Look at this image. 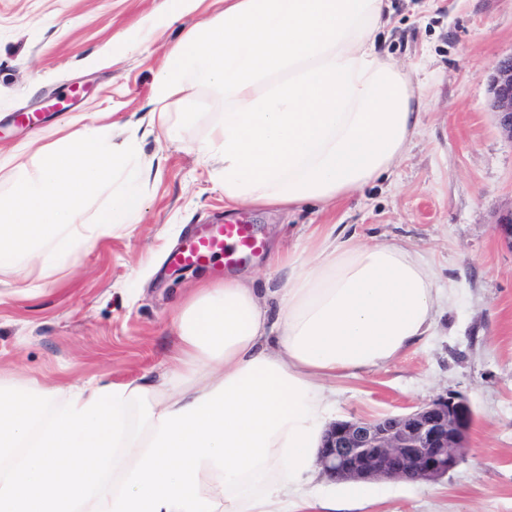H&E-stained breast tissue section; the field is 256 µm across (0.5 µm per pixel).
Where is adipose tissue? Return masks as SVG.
Wrapping results in <instances>:
<instances>
[{"label": "adipose tissue", "instance_id": "obj_1", "mask_svg": "<svg viewBox=\"0 0 512 512\" xmlns=\"http://www.w3.org/2000/svg\"><path fill=\"white\" fill-rule=\"evenodd\" d=\"M390 15L387 0H224L167 45L147 123L0 154V270L37 287L94 232L139 223L143 144L179 137L203 91L224 110L196 152L222 165L228 203L326 207L389 177L427 107L382 46ZM274 266L271 302L246 275L194 288L159 377L0 394V512H288L319 475L332 382L431 335L455 290L427 253L335 224Z\"/></svg>", "mask_w": 512, "mask_h": 512}]
</instances>
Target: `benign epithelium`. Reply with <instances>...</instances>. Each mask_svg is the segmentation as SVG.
Segmentation results:
<instances>
[{"instance_id":"benign-epithelium-1","label":"benign epithelium","mask_w":512,"mask_h":512,"mask_svg":"<svg viewBox=\"0 0 512 512\" xmlns=\"http://www.w3.org/2000/svg\"><path fill=\"white\" fill-rule=\"evenodd\" d=\"M489 88L498 128L512 141V54L497 62ZM471 425L469 405L448 394L406 414L336 421L325 433L318 464L336 482L435 481L466 456Z\"/></svg>"}]
</instances>
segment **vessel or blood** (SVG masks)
<instances>
[{"label":"vessel or blood","mask_w":512,"mask_h":512,"mask_svg":"<svg viewBox=\"0 0 512 512\" xmlns=\"http://www.w3.org/2000/svg\"><path fill=\"white\" fill-rule=\"evenodd\" d=\"M262 248V241L252 225L244 223L213 224L190 233L183 244L170 253L169 261L177 267H202L223 257L225 265L238 264Z\"/></svg>","instance_id":"obj_1"}]
</instances>
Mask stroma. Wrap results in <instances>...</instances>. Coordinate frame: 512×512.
I'll list each match as a JSON object with an SVG mask.
<instances>
[{"mask_svg":"<svg viewBox=\"0 0 512 512\" xmlns=\"http://www.w3.org/2000/svg\"><path fill=\"white\" fill-rule=\"evenodd\" d=\"M392 11L390 53L413 86H426L428 110L388 179L330 211L225 209L217 166L188 149L223 108L209 95L180 139L147 143L160 174L141 223L96 233L38 289L20 291L17 272L0 271V373L64 387L162 370L188 288L226 273L220 258L188 270L169 264L189 227L254 225L264 249L238 271L264 278L274 248L302 246L320 224H354L362 240L401 239L429 253L456 299L432 336L389 365L337 379L336 418L404 413L451 393L472 409L470 448L436 482H366L357 495L351 483L318 479L296 512H321L329 498L347 512H512V247L497 228L512 209V141L488 106V79L512 53V0H392ZM199 18L165 0H0V151L27 161L103 114L146 117L164 45ZM146 35V52L113 58L117 37ZM21 112L40 113L39 125L19 124Z\"/></svg>","mask_w":512,"mask_h":512,"instance_id":"obj_1","label":"stroma"}]
</instances>
